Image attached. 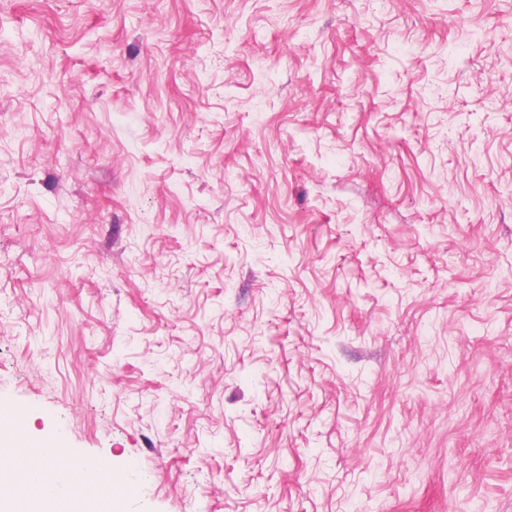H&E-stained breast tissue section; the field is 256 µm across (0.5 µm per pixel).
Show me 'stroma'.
<instances>
[{
  "label": "stroma",
  "mask_w": 512,
  "mask_h": 512,
  "mask_svg": "<svg viewBox=\"0 0 512 512\" xmlns=\"http://www.w3.org/2000/svg\"><path fill=\"white\" fill-rule=\"evenodd\" d=\"M125 512H512V0H0V402Z\"/></svg>",
  "instance_id": "1"
}]
</instances>
